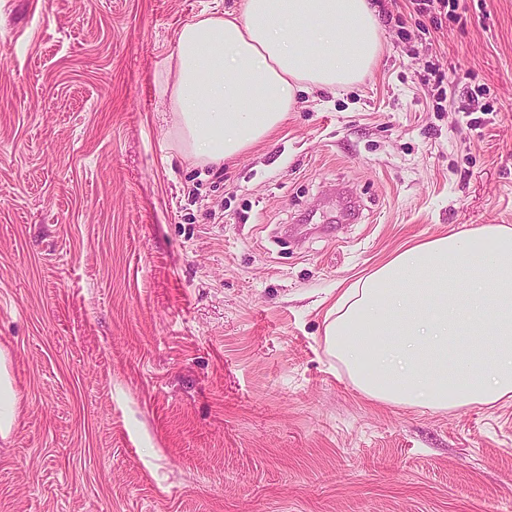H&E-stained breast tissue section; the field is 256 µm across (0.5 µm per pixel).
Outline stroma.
<instances>
[{"mask_svg": "<svg viewBox=\"0 0 512 512\" xmlns=\"http://www.w3.org/2000/svg\"><path fill=\"white\" fill-rule=\"evenodd\" d=\"M235 5L0 0V512H512V398L372 400L323 336L404 245L512 225V0H381L375 67L195 166L171 55ZM17 421V397L5 371V354L0 351V435L5 437Z\"/></svg>", "mask_w": 512, "mask_h": 512, "instance_id": "35a3bbf8", "label": "stroma"}]
</instances>
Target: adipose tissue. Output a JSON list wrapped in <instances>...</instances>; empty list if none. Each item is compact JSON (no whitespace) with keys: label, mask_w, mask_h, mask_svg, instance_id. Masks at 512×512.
Instances as JSON below:
<instances>
[{"label":"adipose tissue","mask_w":512,"mask_h":512,"mask_svg":"<svg viewBox=\"0 0 512 512\" xmlns=\"http://www.w3.org/2000/svg\"><path fill=\"white\" fill-rule=\"evenodd\" d=\"M370 0H238L184 25L171 106L187 160L220 164L277 129L301 92L377 61ZM328 354L368 398L438 410L512 398V226L419 241L343 288Z\"/></svg>","instance_id":"adipose-tissue-1"}]
</instances>
